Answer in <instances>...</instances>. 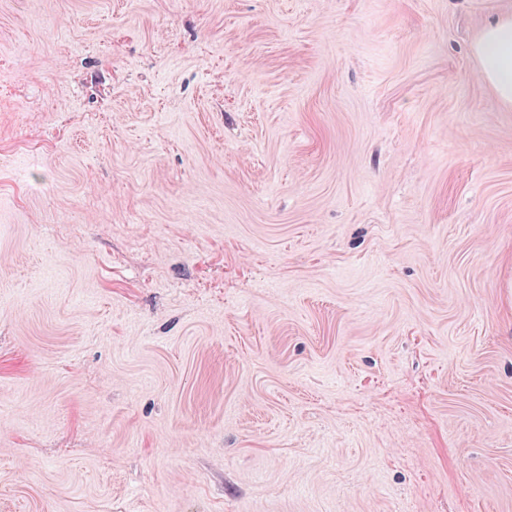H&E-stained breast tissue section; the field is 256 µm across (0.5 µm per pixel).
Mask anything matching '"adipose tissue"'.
Segmentation results:
<instances>
[{
  "label": "adipose tissue",
  "mask_w": 512,
  "mask_h": 512,
  "mask_svg": "<svg viewBox=\"0 0 512 512\" xmlns=\"http://www.w3.org/2000/svg\"><path fill=\"white\" fill-rule=\"evenodd\" d=\"M480 75L505 104H512V16L487 27L475 46Z\"/></svg>",
  "instance_id": "1"
}]
</instances>
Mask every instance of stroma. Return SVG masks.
Wrapping results in <instances>:
<instances>
[{
	"label": "stroma",
	"instance_id": "stroma-1",
	"mask_svg": "<svg viewBox=\"0 0 512 512\" xmlns=\"http://www.w3.org/2000/svg\"><path fill=\"white\" fill-rule=\"evenodd\" d=\"M512 0H0V512H512ZM480 75L504 104H512V16L487 27L475 46Z\"/></svg>",
	"mask_w": 512,
	"mask_h": 512
}]
</instances>
